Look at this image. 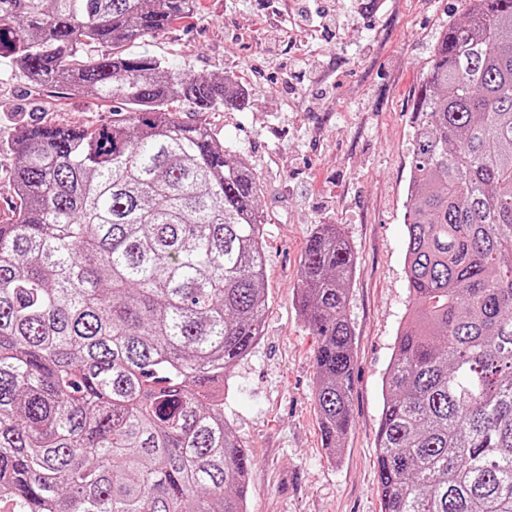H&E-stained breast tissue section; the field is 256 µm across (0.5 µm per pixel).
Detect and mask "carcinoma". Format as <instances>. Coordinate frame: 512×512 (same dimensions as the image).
<instances>
[{
  "instance_id": "obj_1",
  "label": "carcinoma",
  "mask_w": 512,
  "mask_h": 512,
  "mask_svg": "<svg viewBox=\"0 0 512 512\" xmlns=\"http://www.w3.org/2000/svg\"><path fill=\"white\" fill-rule=\"evenodd\" d=\"M195 0H0V57L95 128L22 123L0 224V495L18 512H243L226 370L262 336L259 181L206 122L250 107L125 44ZM412 107L411 306L382 383L381 512H512V0H461ZM106 51L95 56L88 49ZM356 258L307 240L324 445L351 426Z\"/></svg>"
}]
</instances>
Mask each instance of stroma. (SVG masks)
Wrapping results in <instances>:
<instances>
[{
	"mask_svg": "<svg viewBox=\"0 0 512 512\" xmlns=\"http://www.w3.org/2000/svg\"><path fill=\"white\" fill-rule=\"evenodd\" d=\"M276 0H197L193 18L131 42L195 75L233 74L250 108L206 113L261 184L267 309L251 353L226 372L224 417L251 454L247 512H380L376 433L381 386L410 305L405 276L411 108L435 40L458 0H306L334 25L312 37L276 23ZM92 96L37 86L0 57V224L20 201L8 149L20 121L97 126ZM341 225L357 257L349 287L352 426L324 448L314 403L315 339L296 304L315 225Z\"/></svg>",
	"mask_w": 512,
	"mask_h": 512,
	"instance_id": "35a3bbf8",
	"label": "stroma"
}]
</instances>
